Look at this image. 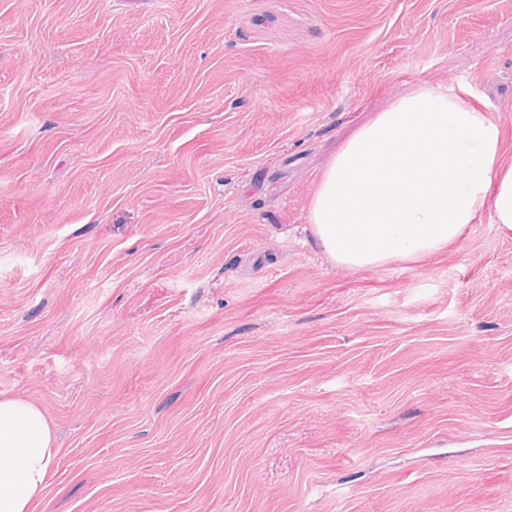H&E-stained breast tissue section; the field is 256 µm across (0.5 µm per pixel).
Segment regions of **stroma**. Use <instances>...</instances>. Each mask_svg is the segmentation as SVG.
Instances as JSON below:
<instances>
[{"label": "stroma", "instance_id": "obj_1", "mask_svg": "<svg viewBox=\"0 0 512 512\" xmlns=\"http://www.w3.org/2000/svg\"><path fill=\"white\" fill-rule=\"evenodd\" d=\"M512 155V0H0V393L37 512H512V235L354 271L307 231L420 85ZM58 453L42 409L0 394V512H35Z\"/></svg>", "mask_w": 512, "mask_h": 512}]
</instances>
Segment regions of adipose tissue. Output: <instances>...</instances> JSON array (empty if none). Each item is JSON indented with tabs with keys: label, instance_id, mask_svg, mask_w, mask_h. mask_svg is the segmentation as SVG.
<instances>
[{
	"label": "adipose tissue",
	"instance_id": "obj_1",
	"mask_svg": "<svg viewBox=\"0 0 512 512\" xmlns=\"http://www.w3.org/2000/svg\"><path fill=\"white\" fill-rule=\"evenodd\" d=\"M486 212L512 233V159L499 125L454 91L422 85L332 158L309 223L331 260L363 270L440 252ZM58 453L42 409L0 394V512H34Z\"/></svg>",
	"mask_w": 512,
	"mask_h": 512
}]
</instances>
